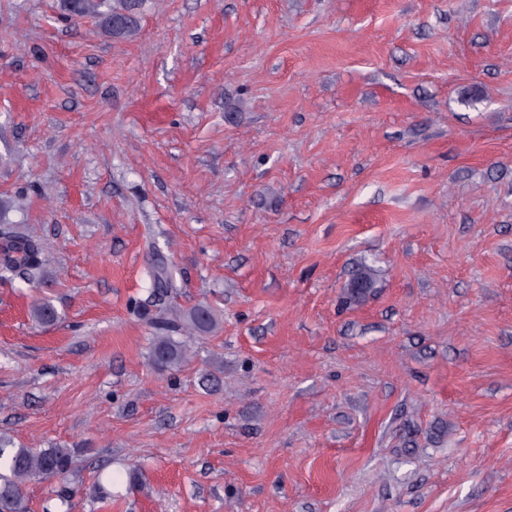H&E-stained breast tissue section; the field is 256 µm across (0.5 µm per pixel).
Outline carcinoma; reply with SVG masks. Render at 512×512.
Segmentation results:
<instances>
[{
	"label": "carcinoma",
	"mask_w": 512,
	"mask_h": 512,
	"mask_svg": "<svg viewBox=\"0 0 512 512\" xmlns=\"http://www.w3.org/2000/svg\"><path fill=\"white\" fill-rule=\"evenodd\" d=\"M141 0H61L67 19L95 17L114 38L132 35L137 28L135 19ZM42 267L41 243L31 237L18 235L7 227L0 228V275L32 278ZM374 269L367 263L355 271L350 288L355 296L373 286ZM150 288L158 299L168 296L175 287L172 275L153 269ZM32 322L47 324L56 321L58 313L51 303L37 301L29 310ZM159 335L153 338L151 358L162 370H174L188 361L187 341L179 333L188 330L211 332L218 327L214 311L205 305L193 307L185 316L169 317L159 314L154 321ZM76 467L72 449L62 446L35 451L15 445L12 438L0 434V512H26L24 490L36 478L57 479L63 486L57 491L61 504L67 505L72 490L66 486L68 476Z\"/></svg>",
	"instance_id": "carcinoma-1"
}]
</instances>
